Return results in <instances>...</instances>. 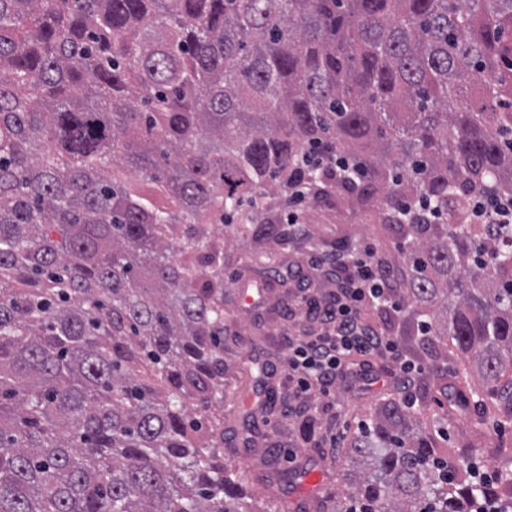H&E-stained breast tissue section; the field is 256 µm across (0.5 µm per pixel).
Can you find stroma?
<instances>
[{
  "label": "stroma",
  "mask_w": 512,
  "mask_h": 512,
  "mask_svg": "<svg viewBox=\"0 0 512 512\" xmlns=\"http://www.w3.org/2000/svg\"><path fill=\"white\" fill-rule=\"evenodd\" d=\"M341 234L374 244L378 256L388 261L397 259L399 237L388 225L353 211L342 197L313 200L288 249L287 260L298 265L299 278L283 283L252 276L255 294L245 300L240 277L245 272L243 258L252 251L254 239L231 226L224 230V327L227 334L242 339L239 352L224 355V380L230 389L224 398V454L233 459L243 490L258 506H271L273 512H301L304 502L323 492H343L345 486L331 473L330 464L345 447L332 445V436L352 435L369 417L376 400L401 385L400 357L376 352L336 380L329 398L317 399L318 425L310 437H302L294 419L283 418L280 411L292 392L284 368L289 340L321 327L319 320L309 317L308 304L313 298L327 303L336 293V282L321 261L334 254L333 243ZM244 353L268 372L267 384L279 404L268 423L254 427L247 425L243 415L261 405L262 397L252 387L236 395L231 392Z\"/></svg>",
  "instance_id": "stroma-1"
}]
</instances>
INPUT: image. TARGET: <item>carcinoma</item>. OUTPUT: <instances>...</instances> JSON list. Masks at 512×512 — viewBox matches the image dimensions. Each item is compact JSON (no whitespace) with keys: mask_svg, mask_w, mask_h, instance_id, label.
<instances>
[{"mask_svg":"<svg viewBox=\"0 0 512 512\" xmlns=\"http://www.w3.org/2000/svg\"><path fill=\"white\" fill-rule=\"evenodd\" d=\"M303 156L355 167L315 198L396 228L435 337L312 509L512 512V439L493 479L440 445L512 427V223L472 220L512 198V0H0V512H260L224 463V220Z\"/></svg>","mask_w":512,"mask_h":512,"instance_id":"cac0c4a2","label":"carcinoma"}]
</instances>
